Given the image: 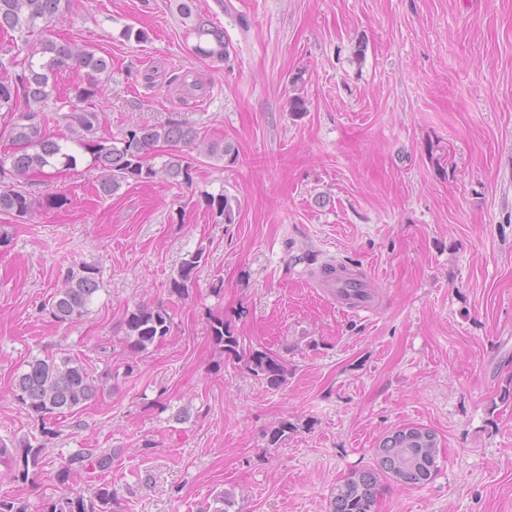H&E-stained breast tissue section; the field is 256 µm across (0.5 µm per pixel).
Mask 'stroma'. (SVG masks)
Returning <instances> with one entry per match:
<instances>
[{
	"label": "stroma",
	"instance_id": "1",
	"mask_svg": "<svg viewBox=\"0 0 512 512\" xmlns=\"http://www.w3.org/2000/svg\"><path fill=\"white\" fill-rule=\"evenodd\" d=\"M229 55L191 51L177 0H73L48 38L112 61L101 136L176 118L231 158L194 156L189 186L129 183L99 195L79 164L36 176L66 205L0 222V440L42 442L32 480L0 465V497L29 512L101 481L60 483V460L118 448L122 512H329L337 484L376 468L394 429L435 430L422 486L384 479L378 512H512V0H193ZM132 26L143 42L125 40ZM301 94L306 112L288 110ZM239 208L214 223L203 203ZM202 252L188 296L169 281ZM367 280L359 314L323 292L320 264ZM100 287L80 319L51 314L58 279L82 264ZM167 305L173 328L129 353L122 321ZM286 361L271 389L216 346ZM69 356L99 387L49 432L15 400L27 361ZM290 429L277 445L268 436ZM206 203L212 214L217 218H223L222 223L225 224L233 222L234 210L236 207L239 208L235 199L223 193L217 194V196L207 194Z\"/></svg>",
	"mask_w": 512,
	"mask_h": 512
}]
</instances>
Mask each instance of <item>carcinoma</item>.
<instances>
[{
  "instance_id": "obj_1",
  "label": "carcinoma",
  "mask_w": 512,
  "mask_h": 512,
  "mask_svg": "<svg viewBox=\"0 0 512 512\" xmlns=\"http://www.w3.org/2000/svg\"><path fill=\"white\" fill-rule=\"evenodd\" d=\"M71 0H0V33L14 32L23 37L22 44L0 52L8 55L0 68H20L14 80H0V115L4 116L0 134L9 141L10 150L0 156V214L16 223L26 220L39 207L60 208L66 197L54 195L39 200L28 190L30 178L53 176L76 169L78 161L90 156L89 167L105 173L100 192L115 193L124 183L153 182L176 185L192 183V163L188 151L196 150L208 157L222 159L231 148L201 135L194 126L177 119L160 125H141L128 129L119 138L97 136L104 113L95 101L102 84L111 78V63L105 57L71 42L48 38L29 40L41 28H48L65 17ZM191 30L196 37L193 52L200 58L221 63L227 58L229 44L224 32L211 22L196 18ZM73 68L85 70L86 82L73 88V95L61 98L54 94L58 76ZM26 106L17 108L19 99ZM51 112L61 113L69 135L55 137L47 132ZM210 211L224 223L233 222L238 202L224 194L207 195ZM200 252L188 254L181 262L170 291L179 297L188 293L202 264ZM99 290V271L83 264L70 269L59 282L52 305V316L66 323L83 317L93 295ZM173 318L162 304L142 303L124 319L126 347L132 353L146 350L156 340L170 333ZM210 336L216 345L240 359L257 377L273 389L287 380L285 359L265 350L240 352V343L224 321L210 325ZM99 387L84 365L71 357L35 359L16 378L14 396L30 416L46 420L73 413L92 401ZM429 441L407 439L396 430L379 445L380 471H362L336 486L332 512H370L377 501L380 475L397 482L418 486L428 482L437 471L439 440L434 430ZM44 445L26 443L20 457L8 446L0 445V458L16 480H27L29 468L42 464ZM121 448H81L65 458L57 469V479L66 484L81 474L112 472V461L122 455ZM96 501H87L75 492L42 505L43 512H117L118 497L109 484L100 487Z\"/></svg>"
}]
</instances>
